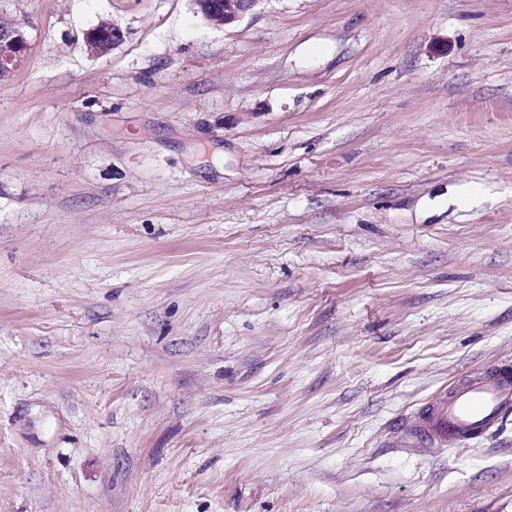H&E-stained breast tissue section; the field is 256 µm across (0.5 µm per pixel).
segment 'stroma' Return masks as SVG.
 <instances>
[{"instance_id": "1", "label": "stroma", "mask_w": 512, "mask_h": 512, "mask_svg": "<svg viewBox=\"0 0 512 512\" xmlns=\"http://www.w3.org/2000/svg\"><path fill=\"white\" fill-rule=\"evenodd\" d=\"M0 20V512H512L404 438L512 356V0ZM28 43L22 29L0 21V81L8 78L22 64ZM125 38V31L115 22L104 23L85 33L87 49L96 56H105L118 47Z\"/></svg>"}]
</instances>
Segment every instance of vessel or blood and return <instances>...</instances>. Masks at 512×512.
<instances>
[{
	"label": "vessel or blood",
	"instance_id": "obj_1",
	"mask_svg": "<svg viewBox=\"0 0 512 512\" xmlns=\"http://www.w3.org/2000/svg\"><path fill=\"white\" fill-rule=\"evenodd\" d=\"M512 417V358L501 359L477 374L452 381L410 423L413 435L440 446L491 436Z\"/></svg>",
	"mask_w": 512,
	"mask_h": 512
}]
</instances>
